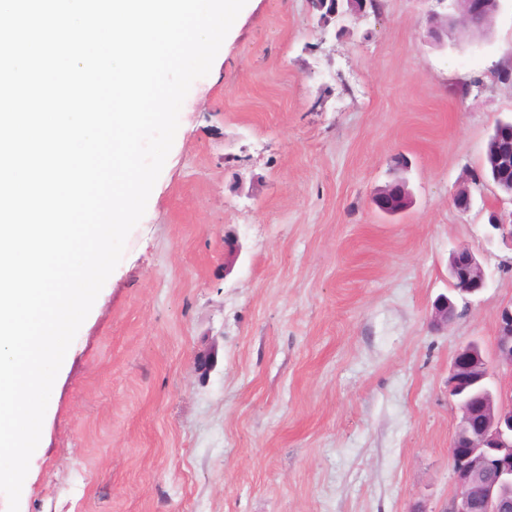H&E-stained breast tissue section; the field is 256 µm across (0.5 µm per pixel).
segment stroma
Returning a JSON list of instances; mask_svg holds the SVG:
<instances>
[{"label":"stroma","mask_w":512,"mask_h":512,"mask_svg":"<svg viewBox=\"0 0 512 512\" xmlns=\"http://www.w3.org/2000/svg\"><path fill=\"white\" fill-rule=\"evenodd\" d=\"M380 3L324 24L247 0L60 368L19 512H446L450 363L493 355L512 303L488 226L512 198L482 176L512 119V0L442 45L450 0ZM398 176L413 203L383 215ZM458 247L488 282L438 329Z\"/></svg>","instance_id":"obj_1"}]
</instances>
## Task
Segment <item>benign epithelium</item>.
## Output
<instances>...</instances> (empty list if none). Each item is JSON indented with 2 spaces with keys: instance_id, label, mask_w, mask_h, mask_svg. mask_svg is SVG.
Listing matches in <instances>:
<instances>
[{
  "instance_id": "7a95c632",
  "label": "benign epithelium",
  "mask_w": 512,
  "mask_h": 512,
  "mask_svg": "<svg viewBox=\"0 0 512 512\" xmlns=\"http://www.w3.org/2000/svg\"><path fill=\"white\" fill-rule=\"evenodd\" d=\"M341 6L328 16L332 20L366 11L368 0H339ZM455 14L432 17L428 36L442 43L458 27L487 34L503 0H452ZM484 153L493 158L491 180L498 190L512 197V122L499 121ZM412 203L401 183L380 187L374 205L393 216ZM491 227L502 243L512 247V221L490 212ZM451 295L434 307L433 320L440 326L457 316L455 297L464 298L485 288L487 274L477 256L466 248L452 251L448 259ZM512 372V304L501 309L497 319L494 357H486L476 341L455 351L448 377V396L456 400L460 419L449 444L455 494L448 512H512V394L492 388L499 371Z\"/></svg>"
}]
</instances>
